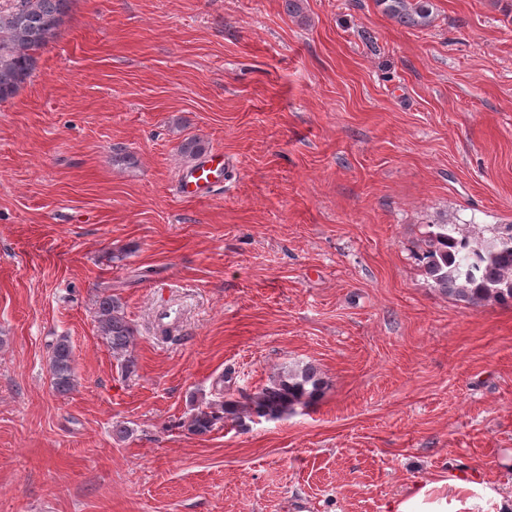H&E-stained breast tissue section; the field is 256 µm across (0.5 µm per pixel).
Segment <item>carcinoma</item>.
<instances>
[{
  "mask_svg": "<svg viewBox=\"0 0 512 512\" xmlns=\"http://www.w3.org/2000/svg\"><path fill=\"white\" fill-rule=\"evenodd\" d=\"M74 0H11L0 9V101L7 100L31 80L38 55L57 36L68 18ZM384 13L407 26L430 25V0H379ZM206 150L195 137L186 138L180 151L197 157ZM416 260L432 287L467 306L486 302L512 304V225L488 238H475L455 224L443 220L432 225ZM96 318L102 339L112 352L125 357L124 368L134 372L130 347L134 329L121 313L112 295L98 298ZM49 371L54 390L66 394L75 385L74 355L65 336L52 345ZM325 381L311 363L285 367L268 385L250 394L218 403L197 406L187 429L203 435L226 418L243 423L256 416L280 419L315 403L323 394Z\"/></svg>",
  "mask_w": 512,
  "mask_h": 512,
  "instance_id": "obj_1",
  "label": "carcinoma"
}]
</instances>
